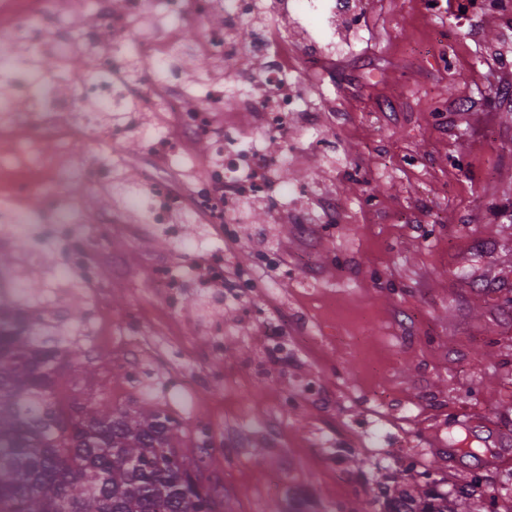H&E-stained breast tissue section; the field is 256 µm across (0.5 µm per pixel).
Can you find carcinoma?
Here are the masks:
<instances>
[{"label":"carcinoma","instance_id":"carcinoma-1","mask_svg":"<svg viewBox=\"0 0 512 512\" xmlns=\"http://www.w3.org/2000/svg\"><path fill=\"white\" fill-rule=\"evenodd\" d=\"M76 342L0 294V512H196L204 489L180 423L155 406L88 397L64 412L60 372L90 375ZM467 512L468 494L397 489L386 512Z\"/></svg>","mask_w":512,"mask_h":512}]
</instances>
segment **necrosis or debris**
Wrapping results in <instances>:
<instances>
[{"label": "necrosis or debris", "instance_id": "necrosis-or-debris-1", "mask_svg": "<svg viewBox=\"0 0 512 512\" xmlns=\"http://www.w3.org/2000/svg\"><path fill=\"white\" fill-rule=\"evenodd\" d=\"M81 4L98 20L82 35L90 59L82 76L63 66L47 77L30 65L0 64V139L8 144L0 156V201L8 205L6 219L0 220L1 252H20L32 265L55 258L56 276H77L94 306L104 283L101 258L124 226L115 213L87 218L80 198L93 186L111 185L177 246L183 243V227L172 223L171 214L183 207L228 241L237 239L249 201H262L268 214L276 215L291 199L296 214L304 215L300 189L283 193L271 177L277 161L271 147L285 144L295 151L324 145L313 122L297 121L299 115L309 117L319 109L317 97L301 90V73L315 74L316 87H324L326 75L336 70L335 53L351 50L362 39L357 7L341 15L330 0H288L300 25L320 20L321 37L330 47L324 53L278 38L270 28L256 31L247 42L236 39V32L260 11V0ZM153 8L161 9L175 27L200 24V36L188 46L193 56L221 58L233 68L252 61V68H238L239 89L232 92L209 81L199 99L183 97L173 65L178 43L138 25ZM73 41L59 0H0L1 53L12 54L20 43L33 57L51 54L63 62ZM86 100L93 102V110H83ZM102 112L115 116L107 130L110 140L137 133L146 149L167 165L176 159L194 160L191 143L208 139L212 151L205 176L178 194L165 183H155L152 198L144 199L134 185L115 178L116 163L97 150L93 131ZM244 112L252 117L248 133L239 121ZM153 285L164 297L165 316L174 321L190 288L217 305L245 306L254 276L243 269L232 283H225L223 260L198 249L185 273L157 269Z\"/></svg>", "mask_w": 512, "mask_h": 512}]
</instances>
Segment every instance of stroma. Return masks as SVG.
Masks as SVG:
<instances>
[{
	"mask_svg": "<svg viewBox=\"0 0 512 512\" xmlns=\"http://www.w3.org/2000/svg\"><path fill=\"white\" fill-rule=\"evenodd\" d=\"M358 2L364 38L322 112L332 148L296 152L277 168L283 187L311 186L312 211L335 198L341 223L303 234L256 204L242 241L224 248L237 266L280 254L283 269L257 270L251 300L305 344L273 367L264 329L213 307L229 334L211 362L190 291L178 330L194 386L164 391L166 366L150 356L148 390L131 388L120 369L126 346L109 332L136 305L155 335L168 334L149 269L187 266L202 229L186 225L179 251L161 234L117 237L124 277L101 300L99 352L87 359L103 376L88 387L61 374L56 394L66 404L94 392L116 408L149 394L187 435L206 424L202 465L218 477L226 512H275L303 497L315 512H385L409 474L441 492L475 485L472 512H512L502 492L512 462L480 457L486 439L512 445V0L468 27L458 0L436 18L419 0ZM427 44L429 56L413 55ZM213 372L220 383L209 382ZM306 380L321 386L317 400L299 398ZM468 410L484 420L481 441L449 453ZM406 448L422 454L382 469L381 458Z\"/></svg>",
	"mask_w": 512,
	"mask_h": 512,
	"instance_id": "35a3bbf8",
	"label": "stroma"
}]
</instances>
